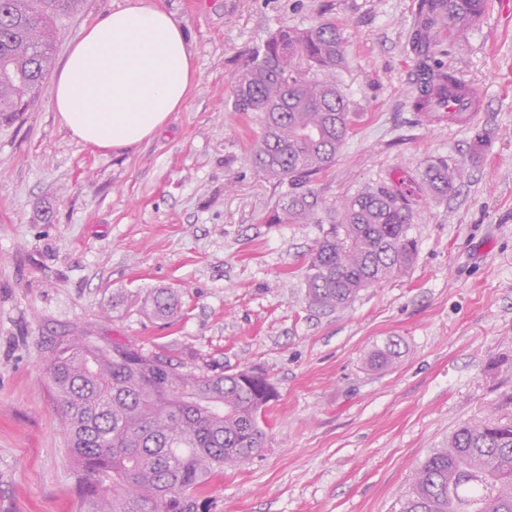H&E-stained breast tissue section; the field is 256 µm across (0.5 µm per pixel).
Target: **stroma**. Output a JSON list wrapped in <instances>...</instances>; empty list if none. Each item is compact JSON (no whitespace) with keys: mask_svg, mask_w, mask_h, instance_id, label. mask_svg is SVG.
Masks as SVG:
<instances>
[{"mask_svg":"<svg viewBox=\"0 0 512 512\" xmlns=\"http://www.w3.org/2000/svg\"><path fill=\"white\" fill-rule=\"evenodd\" d=\"M187 29L197 84L139 146L76 141L48 100L0 122V512H82L44 353L85 332L205 370L255 369L278 398L263 449L225 468L206 512H403L415 471L465 421L512 419V0H488L432 50L481 95L466 128L412 107L419 0H151ZM132 0H85L83 30ZM335 24L353 130L314 177L323 220L362 186L403 195L417 255L404 276L322 312L307 299L319 224H273L287 183L249 160L260 129L232 107L251 52L283 28ZM447 159L464 177L431 197ZM175 295L173 317L150 311ZM397 342L387 369L369 355ZM458 176L457 169L449 167L448 161L442 158L433 160L424 171L427 185L435 196L447 195L453 189Z\"/></svg>","mask_w":512,"mask_h":512,"instance_id":"obj_1","label":"stroma"}]
</instances>
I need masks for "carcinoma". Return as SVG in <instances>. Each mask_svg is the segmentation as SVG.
<instances>
[{
  "mask_svg": "<svg viewBox=\"0 0 512 512\" xmlns=\"http://www.w3.org/2000/svg\"><path fill=\"white\" fill-rule=\"evenodd\" d=\"M82 0H0V118L23 114L40 98L53 67L55 19ZM486 0H422L414 34L418 83L413 106L454 80L426 50L431 31L449 21L465 25ZM302 56L315 71L299 73ZM344 37L332 24L281 29L252 51L234 82L233 109L250 112L261 135L250 161L288 181L275 224H321L312 178L335 162L351 129V112L336 73ZM459 176L442 158L424 177L445 196ZM415 225L406 200L366 186L322 228L310 256L306 287L311 305L337 311L360 291L408 272L416 254ZM154 314L173 316L166 291L153 296ZM400 357L398 344L372 353L382 369ZM58 397L69 460L83 473V512H197L194 495L222 473L225 460L245 465L262 451L261 426L277 396L269 379L251 369L213 373L185 370L164 354L95 336H60L45 357ZM403 512H512V421L459 426L443 448L417 468Z\"/></svg>",
  "mask_w": 512,
  "mask_h": 512,
  "instance_id": "obj_1",
  "label": "carcinoma"
}]
</instances>
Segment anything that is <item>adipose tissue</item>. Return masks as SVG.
I'll return each instance as SVG.
<instances>
[{
	"instance_id": "obj_1",
	"label": "adipose tissue",
	"mask_w": 512,
	"mask_h": 512,
	"mask_svg": "<svg viewBox=\"0 0 512 512\" xmlns=\"http://www.w3.org/2000/svg\"><path fill=\"white\" fill-rule=\"evenodd\" d=\"M196 81L183 25L136 0L85 30L56 74L50 99L75 139L118 152L165 128Z\"/></svg>"
}]
</instances>
